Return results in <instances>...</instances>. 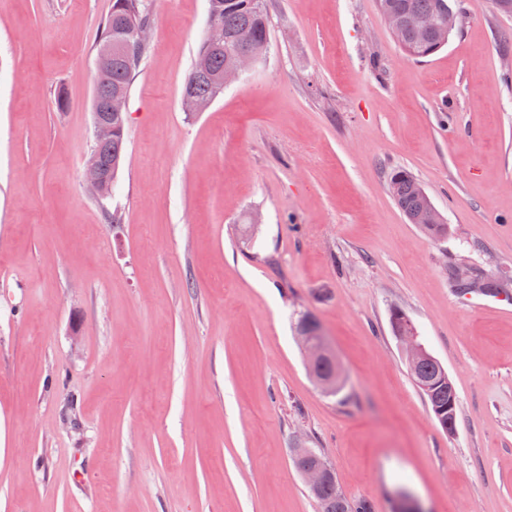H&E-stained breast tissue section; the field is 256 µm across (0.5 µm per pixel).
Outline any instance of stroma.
<instances>
[{
    "label": "stroma",
    "instance_id": "1",
    "mask_svg": "<svg viewBox=\"0 0 512 512\" xmlns=\"http://www.w3.org/2000/svg\"><path fill=\"white\" fill-rule=\"evenodd\" d=\"M457 4L459 32L416 60L377 0H267L266 56L189 114L209 2L150 0L101 200L85 168L112 0H0V512H319L300 442L373 512L400 487L425 512H512V304L459 297L446 271L512 287V15ZM395 169L447 238L408 223ZM396 308L456 388L454 433ZM302 314L337 395L308 374ZM388 188L396 205L411 224H419V227L433 239L447 238L448 226L444 224L441 216L431 221L423 219L424 215L435 207L412 175L403 170L391 173ZM447 268L451 286L460 297H466V294L469 293L467 288V280L469 278L481 277L483 275V268L480 266L460 268L451 261L448 262ZM390 325L394 336H397L409 360L419 359L408 363L410 374L427 402L433 417L443 430L448 432L455 427L458 410V398L453 382L445 378L441 363L430 353L426 356L423 345L418 336L406 333H415L416 327L411 319L401 310L393 309L390 314ZM423 357V358H422ZM446 425V428H445ZM298 335L299 336H296L297 342L304 354L306 364L308 365L314 382L322 392L326 394L335 393L336 388L341 382V377L339 378V372L336 370V367H338L337 363H333L332 361H325L318 366V369L324 372L334 371L336 375L333 376H318L310 369L313 363L323 357H332L335 359L333 352L328 346L325 336L319 333V336H317L316 339H311L308 336L301 335L300 333ZM341 388L336 393H338Z\"/></svg>",
    "mask_w": 512,
    "mask_h": 512
}]
</instances>
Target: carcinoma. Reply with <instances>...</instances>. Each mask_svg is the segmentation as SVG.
Returning a JSON list of instances; mask_svg holds the SVG:
<instances>
[{"label": "carcinoma", "instance_id": "cac0c4a2", "mask_svg": "<svg viewBox=\"0 0 512 512\" xmlns=\"http://www.w3.org/2000/svg\"><path fill=\"white\" fill-rule=\"evenodd\" d=\"M378 7L388 27H400L394 38L407 55L416 59L427 58L448 44V0H378ZM209 12L215 13L224 26V47L214 49L205 38L200 42L193 68L182 87L181 105L185 112H194L197 104L214 100L222 94L215 79L232 65L226 47L240 46L254 62L262 59L269 49L271 25L263 0H209ZM412 14L431 18L432 29L422 33L409 28L406 20ZM152 22L146 0H112V9L102 26L98 46L111 39L117 40L121 29L128 24L150 27ZM147 49L148 45H142L129 59L112 51V71L95 85L94 98L100 104H105L115 93H129L131 81ZM126 121L125 116L112 121V144L96 146L102 161L122 164ZM388 188L410 223L419 225L433 239L448 237V225L442 218L424 220V215L432 211L434 205L412 175L403 170L391 173ZM447 268L451 286L460 297L469 293L468 279L483 275L480 266L460 268L450 261ZM390 325L394 334L416 332L414 323L399 309L391 311ZM408 368L439 425L448 430L455 427L457 393L453 382L444 377L440 362L429 355L408 364ZM340 495L342 491L337 479L327 481L318 492L321 512H336V501Z\"/></svg>", "mask_w": 512, "mask_h": 512}]
</instances>
